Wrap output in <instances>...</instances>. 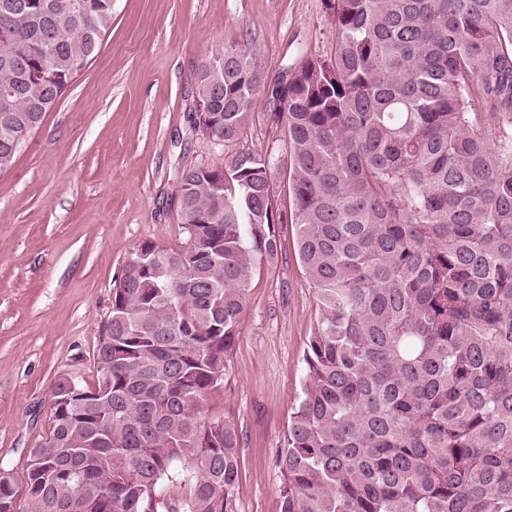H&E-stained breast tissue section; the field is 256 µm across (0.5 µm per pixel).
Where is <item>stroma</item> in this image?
Segmentation results:
<instances>
[{"label": "stroma", "instance_id": "35a3bbf8", "mask_svg": "<svg viewBox=\"0 0 512 512\" xmlns=\"http://www.w3.org/2000/svg\"><path fill=\"white\" fill-rule=\"evenodd\" d=\"M244 32L267 81L335 37L323 0H112L99 52L0 174V475L13 483L45 438L58 377L96 381L93 352L127 252L146 239L181 244L183 169L251 149L286 170L265 94L223 149L189 129L202 61ZM315 316L290 226L278 262L253 271L243 333L205 402L241 438L238 512H280L277 458Z\"/></svg>", "mask_w": 512, "mask_h": 512}]
</instances>
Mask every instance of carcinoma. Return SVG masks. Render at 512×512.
<instances>
[{"instance_id":"1","label":"carcinoma","mask_w":512,"mask_h":512,"mask_svg":"<svg viewBox=\"0 0 512 512\" xmlns=\"http://www.w3.org/2000/svg\"><path fill=\"white\" fill-rule=\"evenodd\" d=\"M0 0V173L112 26V0ZM331 49L267 86L269 153L182 172L184 242L128 251L94 387L54 383L18 512H237L240 435L204 404L256 264L296 251L315 290L280 512H512V0H324ZM248 35L196 77L190 130L247 123ZM188 469L189 491L167 483Z\"/></svg>"}]
</instances>
